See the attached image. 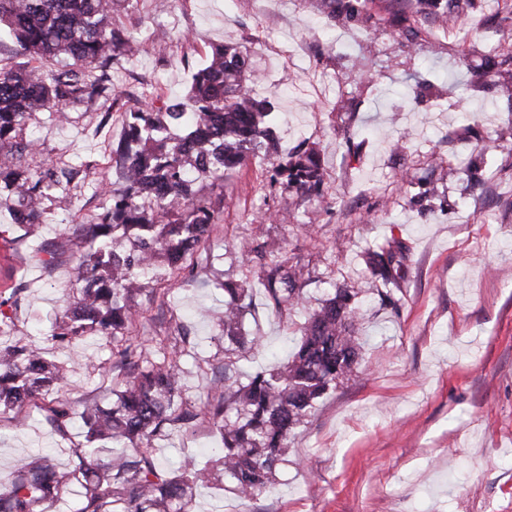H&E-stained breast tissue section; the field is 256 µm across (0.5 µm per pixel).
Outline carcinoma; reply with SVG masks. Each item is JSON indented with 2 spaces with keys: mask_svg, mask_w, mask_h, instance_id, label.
<instances>
[{
  "mask_svg": "<svg viewBox=\"0 0 512 512\" xmlns=\"http://www.w3.org/2000/svg\"><path fill=\"white\" fill-rule=\"evenodd\" d=\"M123 0H0V24L9 29L16 54L36 62L33 67L0 68V159L15 163L1 171L7 194L21 202L22 226L36 231L42 224L43 201L63 202V191L80 170L62 164L36 175L23 163L36 142L23 136L27 119L48 112L57 122L80 103L112 97L108 69L118 55L132 57L135 43L111 27L112 13ZM330 16L344 21L357 14L346 0ZM442 9L445 23L470 13L474 0H425ZM485 65L512 105V73L496 71L495 59ZM255 72L239 47L211 49L193 76L182 102L160 107L148 101L130 113L124 139L112 153L118 157L121 186L107 187L111 206L82 225L87 248L75 260L74 300L55 320L47 341L71 344L89 330L101 336L124 335L137 313L135 298L163 261L177 269L190 249L201 242L213 223L212 212L193 193L200 180H224L226 171L256 156L270 139L267 100L252 90ZM177 125L187 133L174 144L161 135ZM484 153L470 158L467 176L482 180ZM289 192L302 200L325 203L327 173L314 147L300 148L275 166ZM242 266L258 262L267 305L288 316L306 307L302 267L281 252H267L246 243L239 247ZM408 246L395 236L362 254L380 304L398 310ZM224 293V340L239 349L260 346L258 336L243 331L251 302L249 289L228 284ZM300 339L287 361L270 369L242 374L224 349V384L208 402L213 432L222 448L215 462L231 479L235 494L253 500L271 487L281 465L288 462V439L305 423L331 389L351 380L357 370L364 337L358 292L339 286L299 324ZM123 374L108 408L83 412L88 427L85 461L80 467L86 489L79 512H185V497L196 483L212 475L210 463L189 472H172L155 458L148 442L170 424L188 422L193 412L176 405L183 369L166 356L140 363L132 345L118 351ZM67 366L47 358L15 336L0 345V405L11 407L65 381ZM70 475L59 474L47 458L22 467L10 488L0 493V512H34L36 504L57 500Z\"/></svg>",
  "mask_w": 512,
  "mask_h": 512,
  "instance_id": "carcinoma-1",
  "label": "carcinoma"
}]
</instances>
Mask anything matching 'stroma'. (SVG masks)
<instances>
[{
    "label": "stroma",
    "instance_id": "stroma-1",
    "mask_svg": "<svg viewBox=\"0 0 512 512\" xmlns=\"http://www.w3.org/2000/svg\"><path fill=\"white\" fill-rule=\"evenodd\" d=\"M112 26L141 46L112 64L118 105L81 104L63 125L38 113L25 128L38 140L25 158L32 171L63 162L88 170L72 209L45 200L42 232L28 237L14 220L15 198L0 207V302L16 335L73 364L62 385L0 410V491L17 467L43 456L65 473L77 467L86 428L77 415L55 426L59 404L111 403L122 374L111 339L90 331L73 347L45 341L85 248L77 221L110 205L103 188L119 176L112 149L127 113L150 93L183 101L193 70L225 42L246 51L260 76L276 156L302 142L317 148L331 206L299 202L271 182L260 157L223 182H199L214 212L209 236L181 269L150 283L129 330L145 357L163 342L174 350L195 414L153 440L156 455L176 467L202 463L216 444L207 409L209 385L224 376L218 282L247 283L246 328L265 339L234 355L241 372L275 366L294 346L301 314L283 319L268 308L260 270L242 267L237 243L304 266L308 308L336 286L356 288L366 343L356 376L290 437L272 493L244 501L200 486L186 512H512V141L491 143L512 111L481 58L492 47L502 68L512 67V11L477 0L461 21L465 43L416 27L406 0H363L359 21L343 25L307 0H168L160 13L153 0H130ZM480 151L485 181L471 189L466 166ZM437 165L445 180L419 197L418 180ZM289 210L294 221H280ZM392 236L410 247L395 314L380 307L359 257Z\"/></svg>",
    "mask_w": 512,
    "mask_h": 512
}]
</instances>
